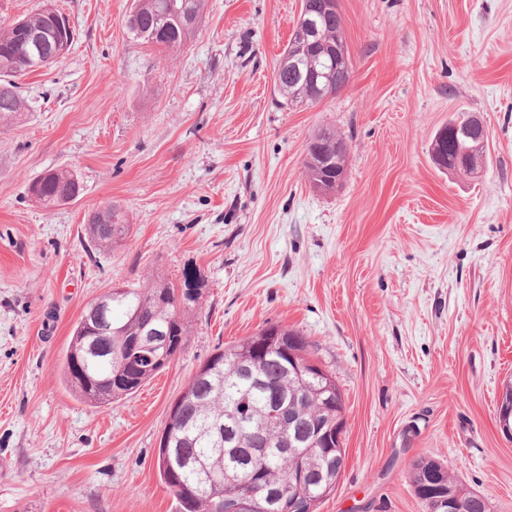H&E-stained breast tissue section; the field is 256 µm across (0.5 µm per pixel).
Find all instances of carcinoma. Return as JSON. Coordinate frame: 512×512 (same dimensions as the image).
Segmentation results:
<instances>
[{"mask_svg":"<svg viewBox=\"0 0 512 512\" xmlns=\"http://www.w3.org/2000/svg\"><path fill=\"white\" fill-rule=\"evenodd\" d=\"M188 0H134L127 20L129 39L165 49L182 47L195 32L188 24L184 4ZM322 36L304 45L288 42L283 57L294 64H279L277 82L291 107L306 97L316 96L327 77L347 79L350 62L336 59V35L343 22L333 14L318 18ZM30 32L45 41L47 54L70 48L73 33L61 28L51 9L24 19L23 27L0 28V122L13 119L24 109L14 78L38 70L19 51V43ZM446 142L450 163L441 167L455 174L473 176L451 163L469 149L484 152L469 115L448 120L436 133L432 152ZM310 180H319L325 191L336 190V170L307 169ZM33 198L45 207L69 203L81 193L79 176L67 169L45 172L30 187ZM130 225L120 208L107 205L88 219V244L109 253L129 236ZM205 280L195 271L185 273L178 288L165 277L151 273L139 285L112 289V335L89 337L85 318L74 328L62 362L63 378L81 400L96 407L110 408L135 393L147 380L166 367L161 353L141 355L132 344L151 328L168 334L171 344H185L191 319L202 307ZM309 358V344L298 331L271 324L254 336L219 349L202 366L201 377L193 378L177 400L176 411L165 427L170 443H160L157 464L160 475L174 497L176 512H224V502L241 498L259 501L270 488L288 492V482L303 473L309 506L334 489L339 474L336 440L326 430L336 419V409L320 395L321 371L311 369L298 380L288 372V344ZM297 402L304 419L321 423L324 433L312 437L307 446L289 448L291 431L272 416L278 398ZM196 461L180 467L177 456Z\"/></svg>","mask_w":512,"mask_h":512,"instance_id":"carcinoma-1","label":"carcinoma"}]
</instances>
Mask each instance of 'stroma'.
<instances>
[{
    "label": "stroma",
    "mask_w": 512,
    "mask_h": 512,
    "mask_svg": "<svg viewBox=\"0 0 512 512\" xmlns=\"http://www.w3.org/2000/svg\"><path fill=\"white\" fill-rule=\"evenodd\" d=\"M131 4L0 0V27L50 5L74 30L0 123V512H175L157 466L172 405L270 324L344 397V466L315 512H428L420 457L512 512V0H339L352 79L307 108L275 80L301 0H207L174 51L129 41ZM460 113L488 136L473 177L431 157ZM322 128L349 146L331 193L304 166ZM52 169L83 191L47 208L29 186ZM110 203L131 233L100 253L83 226ZM192 269L208 286L184 350L111 408L81 401L62 361L85 307Z\"/></svg>",
    "instance_id": "35a3bbf8"
}]
</instances>
